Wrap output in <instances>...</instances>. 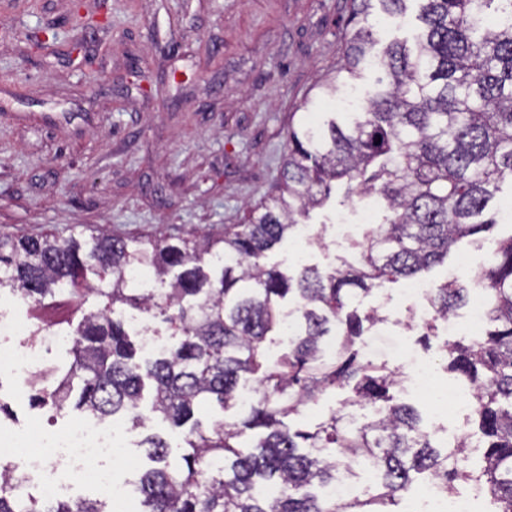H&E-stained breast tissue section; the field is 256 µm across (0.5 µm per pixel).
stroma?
Here are the masks:
<instances>
[{"label":"stroma","instance_id":"stroma-1","mask_svg":"<svg viewBox=\"0 0 512 512\" xmlns=\"http://www.w3.org/2000/svg\"><path fill=\"white\" fill-rule=\"evenodd\" d=\"M351 8L352 0H85L84 14L108 21L81 32L70 27V0H40L30 12L0 0V234L88 235L103 227L124 238L195 239L242 223L274 190L289 124L333 110L317 94L345 62ZM311 100L316 110H307ZM510 200L512 186L503 185L488 207L497 227L463 242L471 270L512 235V215L503 210ZM362 205L359 195L335 188L311 211L302 240L285 242L268 263L294 275L356 260L347 244H336L335 218L355 216ZM407 286L386 283L363 298L361 310L376 306L385 318L371 346L408 378L430 367L439 384L452 385L441 369L446 331L426 348L419 330L401 324ZM0 307L21 328L13 345L38 352L41 372L68 367L67 350L35 331L69 334L78 315L7 293ZM30 380L0 373V401L13 411L0 416V428L49 438L81 421L69 408L31 407ZM116 431L124 455L102 468L134 498L138 473L124 456L147 465L139 442L158 433L179 457L182 434L151 415L139 428L117 420Z\"/></svg>","mask_w":512,"mask_h":512}]
</instances>
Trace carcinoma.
<instances>
[{
	"label": "carcinoma",
	"instance_id": "cac0c4a2",
	"mask_svg": "<svg viewBox=\"0 0 512 512\" xmlns=\"http://www.w3.org/2000/svg\"><path fill=\"white\" fill-rule=\"evenodd\" d=\"M407 2L353 0V14L377 5L400 16ZM419 2L414 48L386 46L380 87L364 111L288 126L279 193L250 210L248 222L194 242L105 231L0 234V291L42 308L62 301L79 308L89 293L102 298L101 308L82 313L72 362L56 384L33 377L32 400L100 420L122 413L136 427L149 384L150 412L188 426L180 464L169 461L162 436L139 442L155 463L139 478L144 512H390L417 474L447 494L474 484L486 512H512V235L475 275L487 313L480 338L441 347L448 371L472 389L480 468L468 467L466 440L446 451L434 446L421 412L396 397L398 370L362 352L365 326L384 317L376 308L361 315L355 303L377 284L422 276L488 231L495 221L484 212L512 183V0ZM373 44L369 28L354 31L344 65L319 85L321 99L359 77ZM337 182L386 201L383 223L352 243L362 260L331 271L305 267L296 277L264 263ZM143 266L162 288L130 278ZM469 295L456 280L434 288L435 317L423 336ZM287 300L296 331L288 351L271 360L264 343L282 331ZM118 304L157 321L169 347L139 355L138 332L115 317ZM250 379L256 396L244 405L238 387ZM347 386L353 397L323 421H300L309 404ZM209 403L224 417L205 426L195 414ZM357 468L375 477L364 499L343 491ZM22 487L11 470L0 471V512H107L96 501L26 497Z\"/></svg>",
	"mask_w": 512,
	"mask_h": 512
}]
</instances>
